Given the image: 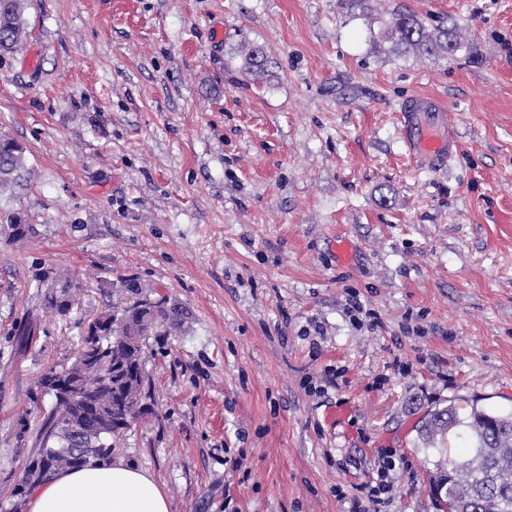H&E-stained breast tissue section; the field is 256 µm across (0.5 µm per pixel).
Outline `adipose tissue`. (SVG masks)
<instances>
[{"mask_svg":"<svg viewBox=\"0 0 512 512\" xmlns=\"http://www.w3.org/2000/svg\"><path fill=\"white\" fill-rule=\"evenodd\" d=\"M29 512H170V504L145 470L115 458L48 475L33 490Z\"/></svg>","mask_w":512,"mask_h":512,"instance_id":"1","label":"adipose tissue"}]
</instances>
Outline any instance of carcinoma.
<instances>
[{
	"label": "carcinoma",
	"mask_w": 512,
	"mask_h": 512,
	"mask_svg": "<svg viewBox=\"0 0 512 512\" xmlns=\"http://www.w3.org/2000/svg\"><path fill=\"white\" fill-rule=\"evenodd\" d=\"M24 0H0V53L19 51L27 36L22 18ZM398 55L414 54L437 62L465 48L458 24H438L429 30L411 11L394 15L382 32ZM244 72L256 79L272 76L264 47L243 44ZM23 146L7 134L0 136V195L28 181ZM0 234L23 242L36 234L19 212L3 213ZM44 309L67 317L77 304L82 284L68 271L39 265L33 273ZM105 298L85 330L73 361L50 369L32 392L53 398L35 435V451L11 490L9 512H21L32 487L53 471L83 466L90 459L111 456L112 439L132 421L148 413L146 350L153 336L184 329L188 312L174 299L162 296L134 275L100 279ZM40 330L32 317L12 332L14 347L22 350ZM418 439L426 451L448 457L438 467L429 489L439 512H512V412L485 409L454 399L426 411L418 423Z\"/></svg>",
	"instance_id": "cac0c4a2"
}]
</instances>
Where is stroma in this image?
I'll use <instances>...</instances> for the list:
<instances>
[{"label":"stroma","instance_id":"35a3bbf8","mask_svg":"<svg viewBox=\"0 0 512 512\" xmlns=\"http://www.w3.org/2000/svg\"><path fill=\"white\" fill-rule=\"evenodd\" d=\"M367 4L28 0L27 42L0 56V132L32 171L0 210L37 230L0 238V502L33 452L18 417L37 432L52 404L31 390L104 306L94 278L134 274L189 320L151 339L152 411L112 455L170 512H350L336 488L387 459L381 512H438L413 403L512 410V0ZM399 10L455 19L466 50L370 43ZM244 39L270 82L241 73ZM425 96L462 143L432 168L402 144ZM44 262L89 284L67 318L41 312ZM40 330V318L31 317L25 324L18 326L13 330L10 336L13 337L15 350L27 349L37 336Z\"/></svg>","mask_w":512,"mask_h":512}]
</instances>
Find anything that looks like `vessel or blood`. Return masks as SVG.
Wrapping results in <instances>:
<instances>
[{
    "instance_id": "1",
    "label": "vessel or blood",
    "mask_w": 512,
    "mask_h": 512,
    "mask_svg": "<svg viewBox=\"0 0 512 512\" xmlns=\"http://www.w3.org/2000/svg\"><path fill=\"white\" fill-rule=\"evenodd\" d=\"M403 120L406 147L413 159L439 163L459 151L451 117L435 101L418 99L405 105Z\"/></svg>"
}]
</instances>
